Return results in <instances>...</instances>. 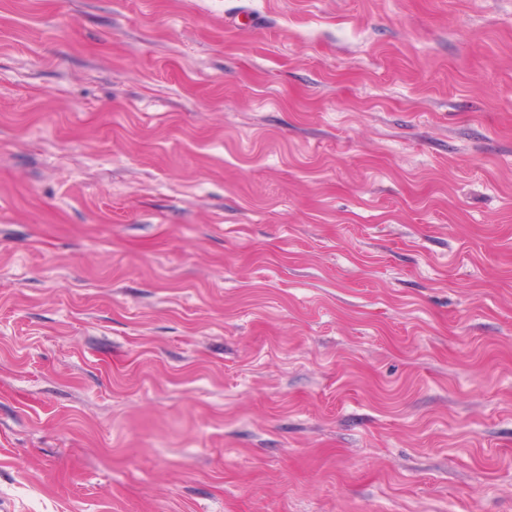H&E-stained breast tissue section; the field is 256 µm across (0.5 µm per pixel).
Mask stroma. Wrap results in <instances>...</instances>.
I'll use <instances>...</instances> for the list:
<instances>
[{"label":"stroma","mask_w":512,"mask_h":512,"mask_svg":"<svg viewBox=\"0 0 512 512\" xmlns=\"http://www.w3.org/2000/svg\"><path fill=\"white\" fill-rule=\"evenodd\" d=\"M0 512H512V0H0Z\"/></svg>","instance_id":"35a3bbf8"}]
</instances>
